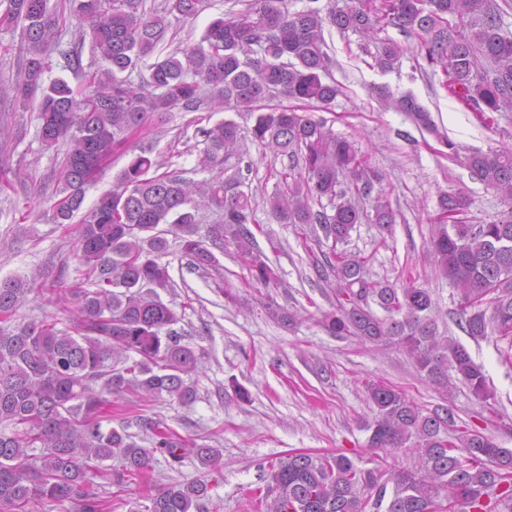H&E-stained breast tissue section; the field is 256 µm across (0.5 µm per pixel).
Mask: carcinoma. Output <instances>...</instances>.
<instances>
[{
    "instance_id": "obj_1",
    "label": "carcinoma",
    "mask_w": 512,
    "mask_h": 512,
    "mask_svg": "<svg viewBox=\"0 0 512 512\" xmlns=\"http://www.w3.org/2000/svg\"><path fill=\"white\" fill-rule=\"evenodd\" d=\"M209 2L68 0L52 10L48 0H0V27L20 30L21 59L11 86L0 85V99L36 108L45 148L66 141L52 220L73 235L74 255L96 286L80 290L60 274L44 273L0 281V323L15 316L26 295L47 292L69 321L61 330L56 317L47 316L0 332V424L11 428L0 431V512H28L35 502L106 512L108 501L94 478L118 487L144 478L157 453L177 464L190 453L199 474L160 488L148 485L144 512H191L208 497L221 449L188 448L157 426L153 446L144 448L124 431L103 427V414L106 396L128 390L147 400L167 396L188 404L196 398L187 377L203 353L180 343L172 329L177 314L158 293L172 287L167 266L158 262L166 234L179 239L199 269L218 267L215 251L232 244L253 280L266 285L273 279L246 228L255 222V200L241 190L240 126L226 120L204 132L198 166L213 173L206 180L161 171L164 162L149 147L125 153L113 189L71 223L116 149L147 124L166 123L172 112H244L255 118L252 141L276 158L288 157L266 204L280 223L317 224L332 242L325 256L336 277V310L325 317L331 334L397 344L441 388L457 379L476 397L491 399L483 367L462 344L437 334L427 290L372 281L366 258L337 250L364 219L391 230L395 214L380 188L384 176L325 121L264 101L283 96L328 105L336 99L338 86L324 80L328 23L364 37L388 26L414 34L428 64L441 67L448 90L472 111L482 117L506 112L512 109V38L502 31L496 0H345L341 7L307 0L298 11L288 8V0H247L244 8L211 21L198 44L147 63L166 40L170 18H195ZM66 27L78 37L64 48L57 33ZM400 52L398 44L383 41L372 58L386 72ZM55 53L89 83L91 94H79L63 78L45 83ZM144 64L146 76L140 74ZM390 102L434 130L412 96ZM462 164L500 196L503 210L486 224H451L444 214H463L469 202L462 192L441 194L431 250L458 291L464 331L508 342L502 357L512 364V151H473ZM366 199L370 213L360 206ZM204 208L216 218L203 234ZM373 302L399 318L378 317ZM368 395L376 408L366 426L368 447L413 450L415 469L386 478L345 455L292 453L271 465L266 512H434L438 501L450 498L468 512L500 506L512 512V450L478 432L448 439L433 417L392 386L373 382ZM36 448L41 453H32ZM114 457L121 468L108 465Z\"/></svg>"
}]
</instances>
